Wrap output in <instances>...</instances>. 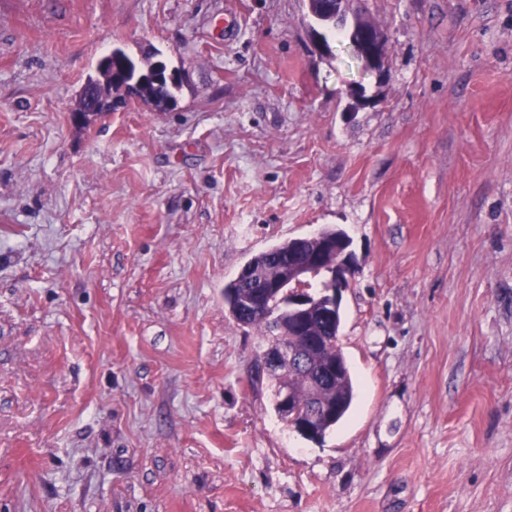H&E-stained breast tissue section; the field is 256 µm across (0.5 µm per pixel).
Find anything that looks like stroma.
Wrapping results in <instances>:
<instances>
[{
    "label": "stroma",
    "mask_w": 512,
    "mask_h": 512,
    "mask_svg": "<svg viewBox=\"0 0 512 512\" xmlns=\"http://www.w3.org/2000/svg\"><path fill=\"white\" fill-rule=\"evenodd\" d=\"M0 0V512H512V0ZM122 48L161 111L72 113ZM325 228L355 398L274 410L224 287ZM308 13L319 21H335L346 29L350 45L364 67L384 78L386 32L354 8V0H304ZM351 16L352 22L347 25ZM125 81L130 82L129 85L135 87V92L143 101L151 102L158 110H164L168 104L174 101V88L177 83L169 84L166 79L161 82L154 83L148 81L139 83L136 81L135 68L129 71Z\"/></svg>",
    "instance_id": "1"
}]
</instances>
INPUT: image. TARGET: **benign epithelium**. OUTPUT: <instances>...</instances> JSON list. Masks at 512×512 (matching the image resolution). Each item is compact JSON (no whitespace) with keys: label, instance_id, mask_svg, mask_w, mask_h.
Here are the masks:
<instances>
[{"label":"benign epithelium","instance_id":"7a95c632","mask_svg":"<svg viewBox=\"0 0 512 512\" xmlns=\"http://www.w3.org/2000/svg\"><path fill=\"white\" fill-rule=\"evenodd\" d=\"M308 13L319 21H335L336 26L347 31L350 45L364 67L384 78L386 32L372 21L367 19L359 10L354 8V0H304ZM101 83H90L81 93V102L73 112V122L84 125L98 116L97 110L102 98V90L114 89L127 91L122 84V73L112 69V53H107L99 61ZM308 237H296L288 240V255L281 262L283 271L297 283L308 277V263L297 258L296 253L301 250ZM352 272L345 275H336V281L330 287L318 294H305L297 291L288 303V314L299 322L311 318L322 320L333 317L336 308L341 304V293L349 287ZM235 280L250 294L239 297L235 302V315L242 319H249L265 309V296L282 288L281 278L268 275L257 278L250 265H244L238 272ZM262 372L268 374H286L290 370L300 369L308 374L309 391L306 405L300 407L293 398L288 385H283L278 404L283 416L293 422L294 427L306 435L314 433L319 420L326 412L321 401L320 392L329 383L333 375L317 369L312 364L308 352L299 348L292 342H284L276 346H268L261 355Z\"/></svg>","mask_w":512,"mask_h":512}]
</instances>
